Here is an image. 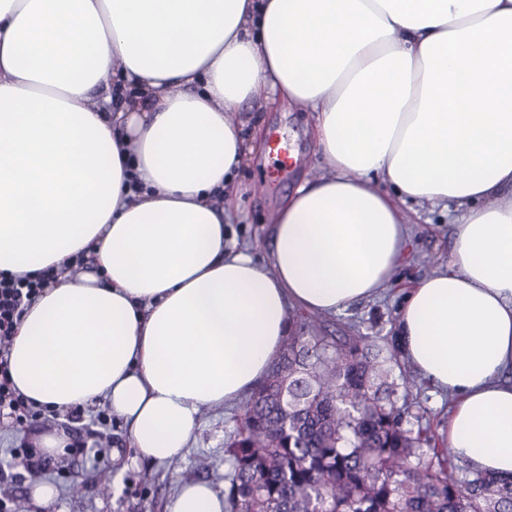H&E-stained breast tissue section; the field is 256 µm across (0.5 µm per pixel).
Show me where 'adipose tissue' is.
<instances>
[{
    "label": "adipose tissue",
    "mask_w": 512,
    "mask_h": 512,
    "mask_svg": "<svg viewBox=\"0 0 512 512\" xmlns=\"http://www.w3.org/2000/svg\"><path fill=\"white\" fill-rule=\"evenodd\" d=\"M248 101L309 106L329 169L264 265L225 232ZM409 200L458 219L398 348L447 393L452 455L512 478V0H0V274L56 271L9 375L38 408L108 405L136 459L175 462L250 394L290 310L380 296ZM170 512L224 497L189 482Z\"/></svg>",
    "instance_id": "obj_1"
}]
</instances>
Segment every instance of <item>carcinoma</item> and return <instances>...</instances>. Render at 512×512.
I'll list each match as a JSON object with an SVG mask.
<instances>
[{
	"label": "carcinoma",
	"instance_id": "cac0c4a2",
	"mask_svg": "<svg viewBox=\"0 0 512 512\" xmlns=\"http://www.w3.org/2000/svg\"><path fill=\"white\" fill-rule=\"evenodd\" d=\"M395 362L353 331L294 330L225 449L224 512H512V481L427 459Z\"/></svg>",
	"mask_w": 512,
	"mask_h": 512
}]
</instances>
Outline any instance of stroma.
I'll return each mask as SVG.
<instances>
[{
    "label": "stroma",
    "instance_id": "stroma-1",
    "mask_svg": "<svg viewBox=\"0 0 512 512\" xmlns=\"http://www.w3.org/2000/svg\"><path fill=\"white\" fill-rule=\"evenodd\" d=\"M258 116L268 142H286L296 162L278 169L267 146L251 154L236 175L238 193L230 204L235 217L231 227L242 245H268V229L288 193L299 181L327 174L328 168L316 152L311 135L312 113L303 105L255 113L251 105L241 109V120ZM410 223L413 249L396 272L391 286L376 300L331 315L311 316L312 324L333 329H353L372 337L389 352H396L395 330L402 290L436 269L447 266L452 245L450 212L415 203L404 207ZM394 376L414 377L416 386L408 400L411 428L428 429L438 447H446L442 427L448 416V397L435 389L408 361H400ZM241 418L240 407L203 411L201 425L171 464L131 461L127 454V433L120 422L111 428L115 447L112 464L102 472L83 473L67 467L44 476L55 490L41 512H169L181 484L205 482L216 490L224 488L225 449L235 435Z\"/></svg>",
    "mask_w": 512,
    "mask_h": 512
}]
</instances>
